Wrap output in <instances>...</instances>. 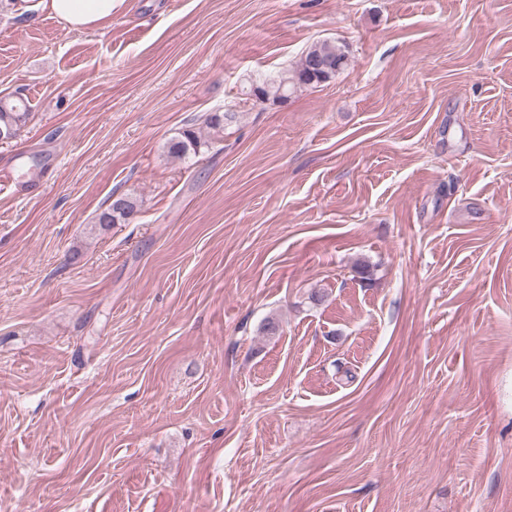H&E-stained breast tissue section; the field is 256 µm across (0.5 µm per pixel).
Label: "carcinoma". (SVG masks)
I'll list each match as a JSON object with an SVG mask.
<instances>
[{
	"mask_svg": "<svg viewBox=\"0 0 512 512\" xmlns=\"http://www.w3.org/2000/svg\"><path fill=\"white\" fill-rule=\"evenodd\" d=\"M347 61L345 47L331 41L312 44L291 67L260 84L250 83L249 91L256 92L261 100L273 99L286 102L298 89L316 88L333 80ZM30 115L23 98H0V140L14 138ZM235 119L233 112H209L203 115V123L215 136L224 133V127ZM201 141L192 129H185L166 142L167 153L173 157H185L198 153ZM138 212L137 200L128 194L116 196L109 206L101 211L96 224L108 227L127 222L128 216Z\"/></svg>",
	"mask_w": 512,
	"mask_h": 512,
	"instance_id": "carcinoma-1",
	"label": "carcinoma"
}]
</instances>
